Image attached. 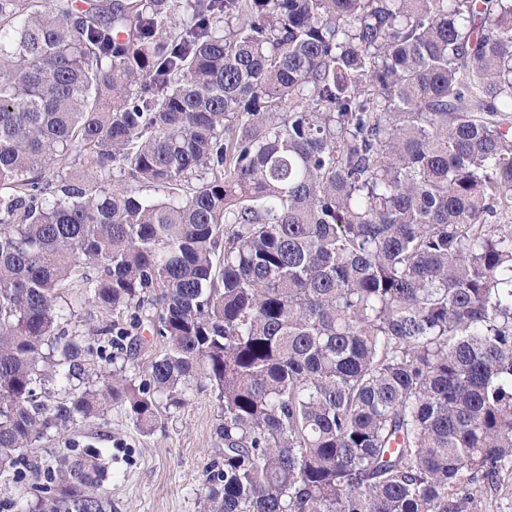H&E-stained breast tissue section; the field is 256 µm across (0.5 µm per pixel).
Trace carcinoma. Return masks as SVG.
<instances>
[{
  "instance_id": "cac0c4a2",
  "label": "carcinoma",
  "mask_w": 512,
  "mask_h": 512,
  "mask_svg": "<svg viewBox=\"0 0 512 512\" xmlns=\"http://www.w3.org/2000/svg\"><path fill=\"white\" fill-rule=\"evenodd\" d=\"M509 216L512 0H0L18 512H106V449L33 448L194 389L224 415L201 512H483L512 478ZM146 304L147 378L88 373L76 310L112 364Z\"/></svg>"
}]
</instances>
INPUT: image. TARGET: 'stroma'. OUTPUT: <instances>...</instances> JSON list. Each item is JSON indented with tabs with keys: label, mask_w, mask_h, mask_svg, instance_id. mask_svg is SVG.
I'll list each match as a JSON object with an SVG mask.
<instances>
[{
	"label": "stroma",
	"mask_w": 512,
	"mask_h": 512,
	"mask_svg": "<svg viewBox=\"0 0 512 512\" xmlns=\"http://www.w3.org/2000/svg\"><path fill=\"white\" fill-rule=\"evenodd\" d=\"M220 414L215 396L204 392L161 410L154 429H140L127 410L114 408L70 438L111 450L112 512H200L203 467L224 445L215 433Z\"/></svg>",
	"instance_id": "1"
}]
</instances>
